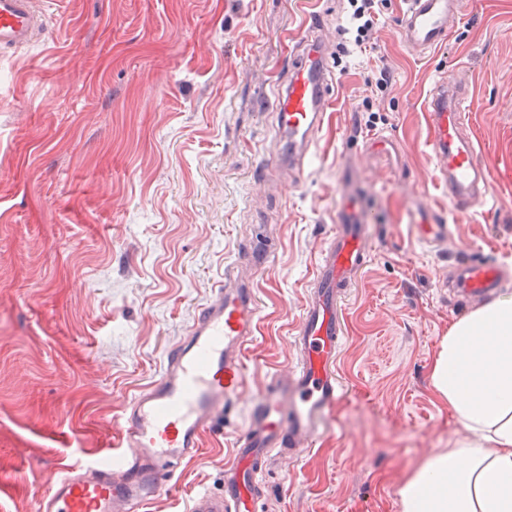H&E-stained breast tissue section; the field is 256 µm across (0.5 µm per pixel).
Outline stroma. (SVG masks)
I'll list each match as a JSON object with an SVG mask.
<instances>
[{"instance_id":"stroma-1","label":"stroma","mask_w":512,"mask_h":512,"mask_svg":"<svg viewBox=\"0 0 512 512\" xmlns=\"http://www.w3.org/2000/svg\"><path fill=\"white\" fill-rule=\"evenodd\" d=\"M50 2L45 37L0 58V512H36L61 458L108 447L259 231L274 256L250 272L262 318L241 406L287 372L347 160L374 222L346 301L344 393L313 448L275 461L265 512H401L407 475L464 434L431 379L443 338L472 310L449 302L448 272L470 251L512 262V0H467L426 55L398 38L401 0L370 49L348 53L347 0ZM313 9L335 102L309 166L265 184L280 149L277 77ZM461 67L492 188L464 211L436 178L426 112L435 83ZM353 129L390 138L397 155H346ZM422 193L453 226L447 250L408 232ZM241 426L207 436L147 512H186L195 492L220 487Z\"/></svg>"}]
</instances>
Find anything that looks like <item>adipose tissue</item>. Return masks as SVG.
I'll use <instances>...</instances> for the list:
<instances>
[{
  "instance_id": "obj_1",
  "label": "adipose tissue",
  "mask_w": 512,
  "mask_h": 512,
  "mask_svg": "<svg viewBox=\"0 0 512 512\" xmlns=\"http://www.w3.org/2000/svg\"><path fill=\"white\" fill-rule=\"evenodd\" d=\"M432 382L465 434L408 475L401 512H512V295L451 326Z\"/></svg>"
}]
</instances>
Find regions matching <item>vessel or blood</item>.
<instances>
[{
	"mask_svg": "<svg viewBox=\"0 0 512 512\" xmlns=\"http://www.w3.org/2000/svg\"><path fill=\"white\" fill-rule=\"evenodd\" d=\"M39 2L0 0L1 53L28 47L44 35ZM463 10V0H404L398 37L421 53H432L447 44ZM331 102L324 43L312 33L292 41L275 109L287 146L282 165L303 169ZM427 112L430 144L444 161L439 175L448 187V201L468 209L490 193L468 128V82L437 83ZM338 187L335 227L293 336L295 365L274 374L248 409L240 410L245 353L258 332L260 306L251 286L225 281L167 351L158 379L128 401L111 457H96L69 467L62 478L49 479L38 497V512H144L180 465L199 453L204 435L240 414L245 421L224 466L222 488L196 493L188 512H260L273 455L295 457L312 447L324 415L343 394L336 370L346 335L343 300L368 262L372 219L351 165L342 166ZM408 222L411 236L426 246H447L452 236L445 213L421 200ZM511 280L512 268L505 262L473 253L457 262L448 288L456 302L485 303Z\"/></svg>",
	"mask_w": 512,
	"mask_h": 512,
	"instance_id": "b4317fda",
	"label": "vessel or blood"
}]
</instances>
